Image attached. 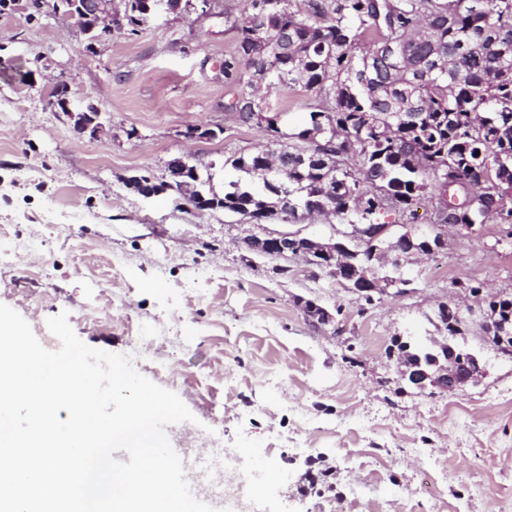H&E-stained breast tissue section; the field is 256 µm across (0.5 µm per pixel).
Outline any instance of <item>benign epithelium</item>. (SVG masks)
Wrapping results in <instances>:
<instances>
[{
  "mask_svg": "<svg viewBox=\"0 0 512 512\" xmlns=\"http://www.w3.org/2000/svg\"><path fill=\"white\" fill-rule=\"evenodd\" d=\"M113 0H84L81 14H70L76 24L87 17L94 21L102 35L112 33V26L120 22V16L112 10ZM56 102L60 103L63 113L69 119L75 133L90 134L96 137L105 132L100 122V110L89 104L84 108L70 106L65 88H54ZM184 207L190 209H208L215 207L212 200L206 198L198 187L189 182L185 185ZM391 224H376L365 231L356 224L349 225V230L341 233L342 241L334 238L319 240L309 237L301 239L294 235L281 234L265 239H256L253 244L271 256L286 257L302 255L309 263L328 269L338 280L358 283V292L369 297L373 292L383 293L396 286L399 281L390 277L375 278L368 275V269L360 268L353 262V257L361 250H370L372 257L382 260L384 267H396L404 272L409 257L416 254H428L446 245L445 232L448 224H432L430 232L415 235L410 232L392 238ZM301 309L306 318H316L324 325L336 321L326 308L313 300L301 302ZM486 330L493 343L505 355L512 353L507 345L512 338V315L509 309L495 307V312L488 315ZM459 350L448 343V340L436 341L431 347L411 346L408 342L399 345L397 372L401 379L419 390L431 388L439 392H452L467 384L481 380L485 375V365L477 357H470V363H457Z\"/></svg>",
  "mask_w": 512,
  "mask_h": 512,
  "instance_id": "obj_1",
  "label": "benign epithelium"
}]
</instances>
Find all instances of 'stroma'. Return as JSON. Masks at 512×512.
<instances>
[{
  "label": "stroma",
  "mask_w": 512,
  "mask_h": 512,
  "mask_svg": "<svg viewBox=\"0 0 512 512\" xmlns=\"http://www.w3.org/2000/svg\"><path fill=\"white\" fill-rule=\"evenodd\" d=\"M246 0H214L92 40L64 12L0 0V303L39 342L67 314L88 347L131 356L193 414L167 426L191 448L239 465L226 512H512V359L485 331V300L512 293V223L492 215L456 226L416 259L400 295L359 298L304 258L272 257L254 238L328 239L335 217L256 222L221 208L189 211L172 195L146 198L131 177L161 179L189 157L216 193L237 179L227 160L268 142L235 110L237 26ZM65 85L93 104L106 134L77 136L52 105ZM289 130L325 109L302 88L260 85ZM201 125L213 139L187 140ZM26 247L12 251L13 239ZM478 284L480 295L465 291ZM340 309L343 335L308 322L301 301ZM464 304L453 341L487 365L479 383L448 393L402 383L398 342L442 338L439 303Z\"/></svg>",
  "instance_id": "1"
}]
</instances>
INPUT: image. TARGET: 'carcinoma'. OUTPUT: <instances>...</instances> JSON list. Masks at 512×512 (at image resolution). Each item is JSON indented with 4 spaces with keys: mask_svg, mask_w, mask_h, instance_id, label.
<instances>
[{
    "mask_svg": "<svg viewBox=\"0 0 512 512\" xmlns=\"http://www.w3.org/2000/svg\"><path fill=\"white\" fill-rule=\"evenodd\" d=\"M128 23L156 0H126ZM288 28V54L269 50ZM238 63L257 81L325 93L280 152L303 154L265 178L260 155L231 160L259 183L231 181L218 207L257 220L319 212L372 224L426 190L473 183L496 201L462 207L455 223H483L512 202V0H248ZM235 109L264 111L253 83ZM356 160L351 167L348 161Z\"/></svg>",
    "mask_w": 512,
    "mask_h": 512,
    "instance_id": "cac0c4a2",
    "label": "carcinoma"
}]
</instances>
